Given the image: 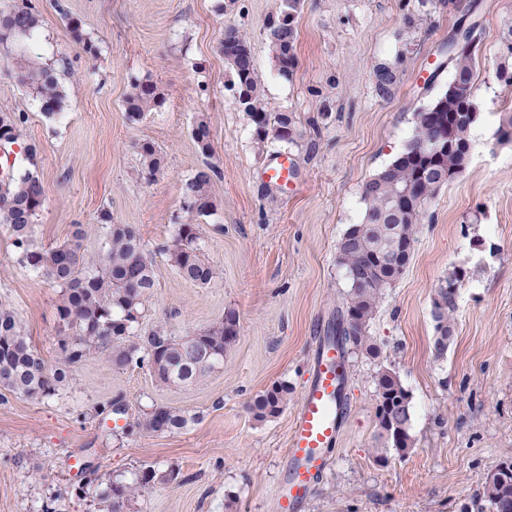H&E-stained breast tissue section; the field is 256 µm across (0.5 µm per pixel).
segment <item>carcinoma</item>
<instances>
[{
  "mask_svg": "<svg viewBox=\"0 0 512 512\" xmlns=\"http://www.w3.org/2000/svg\"><path fill=\"white\" fill-rule=\"evenodd\" d=\"M302 3L279 0L278 10L265 26L278 72L285 78L291 77L298 65L296 18ZM40 25L41 16L30 0L0 2V45L28 39ZM68 26L84 51L97 55V44L81 24L71 20ZM477 49L473 35L467 48L452 53V77L446 89L415 110L413 133L404 149L363 186L362 219L349 225L337 247V263L345 271L348 291L326 337L343 354L349 347L370 355L376 353L369 326L384 291L406 271L426 217L425 205L467 167L473 123L461 120L460 113L481 112L473 93ZM220 50L228 68L226 87L233 91L255 143L262 146L270 139L297 143L294 115L271 112L265 103L247 35L236 26H226ZM499 58L495 78L512 87V21L502 29ZM11 64L18 80L36 94L45 115L61 111L65 95L53 68L37 63L25 50L12 57ZM374 78L377 93L390 96L397 82L395 68L381 63L374 69ZM162 102L155 84L136 81L125 98L126 116L138 121ZM23 121L21 114L0 112L1 145L17 142ZM193 136L201 153L210 155L209 126L202 113L195 120ZM137 151L146 174L156 175L163 159L155 145L146 141L137 146ZM213 175L214 167L208 164L185 183L184 206L189 219L178 226L165 249L167 261L180 278L196 286H206L218 275L203 256L197 223V218L215 208L210 193ZM44 199V185L31 171L18 177L9 173L0 179V224L6 225L20 262L42 272L59 288L56 315L62 333L58 339L62 362L58 367H47L18 313L1 303L0 402L8 394L37 401L54 397L67 381L69 368L93 355L103 356L117 369L146 367L158 382L174 388L197 382L224 361V352L239 335L232 313L189 336L175 337L157 328L143 341H131L133 329L143 317L144 303L155 288L154 270L144 257L139 230L132 224L112 223L111 215L104 211L100 221L107 229V238L102 254L85 253L80 224L74 225L64 243L40 247L34 235ZM461 280L462 275L454 270L433 294L432 347L438 360L447 357L454 340ZM288 392V385L275 383L254 397L248 410L257 421L275 418L287 404ZM411 418L410 391L394 371L380 370L376 378L374 436L379 465L384 467L392 457H403L413 448ZM194 420L195 416L186 411L160 404L144 413L136 428L146 434L174 433ZM177 478L173 470L149 466L132 483L112 480L99 497L106 504V512H130L138 495L157 483ZM470 512H512V460L498 463L481 479Z\"/></svg>",
  "mask_w": 512,
  "mask_h": 512,
  "instance_id": "cac0c4a2",
  "label": "carcinoma"
}]
</instances>
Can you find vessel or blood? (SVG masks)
Returning a JSON list of instances; mask_svg holds the SVG:
<instances>
[{"mask_svg":"<svg viewBox=\"0 0 512 512\" xmlns=\"http://www.w3.org/2000/svg\"><path fill=\"white\" fill-rule=\"evenodd\" d=\"M263 178L287 187L292 163L287 155L274 158ZM312 377L301 393L288 441L286 474L278 493L276 512H297L325 468V453L341 431L343 402L338 395L344 370L334 346L320 344L311 365Z\"/></svg>","mask_w":512,"mask_h":512,"instance_id":"1","label":"vessel or blood"}]
</instances>
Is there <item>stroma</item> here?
<instances>
[{"mask_svg":"<svg viewBox=\"0 0 512 512\" xmlns=\"http://www.w3.org/2000/svg\"><path fill=\"white\" fill-rule=\"evenodd\" d=\"M31 0L42 24L26 45L52 65L65 93L46 116L0 47V112H20L25 159L8 146L15 174L38 172L46 196L37 245L66 241L74 225L84 247L101 254L108 210L135 225L156 286L134 329L143 339L162 327L186 336L235 313L240 333L224 362L198 383L170 388L147 369L114 370L95 357L77 365L55 397L0 402V512H99L95 496L77 498L82 464L100 483L133 482L142 468L174 469L177 481L155 484L138 512H275L285 472L287 434L319 343L346 294L337 247L360 222L364 183L408 142L415 110L446 88L448 41L465 14L480 28L475 95L481 114L471 131L466 170L426 205L410 264L385 292L370 334L379 358L346 357L348 415L328 462L299 512H460L480 479L512 459V142L498 128L512 115V88L495 78L499 34L512 0H305L297 19L298 66L278 73L265 30L278 0ZM414 24H407L406 15ZM78 18L99 46L85 54L64 21ZM246 31L270 111L290 112L303 136L291 145L258 146L225 87L219 43L224 25ZM394 64L391 96L375 91L373 72ZM155 82L160 108L128 121L132 79ZM329 118L320 127V112ZM210 121L211 156L192 138L198 114ZM148 140L164 157L154 176L141 172L136 146ZM288 154L293 183L277 190L261 172ZM213 165L216 209L200 218L203 254L218 271L204 287L185 283L163 246L185 220L184 182ZM466 273L458 291L455 338L445 359L433 356L431 297L449 270ZM59 290L22 265L0 226V301L12 306L50 367L61 363ZM388 366L412 395V451L387 466L373 460L375 375ZM278 382L291 392L283 412L258 422L252 397ZM127 411L102 421L116 397ZM196 420L171 434L132 426L152 404Z\"/></svg>","mask_w":512,"mask_h":512,"instance_id":"obj_1","label":"stroma"}]
</instances>
